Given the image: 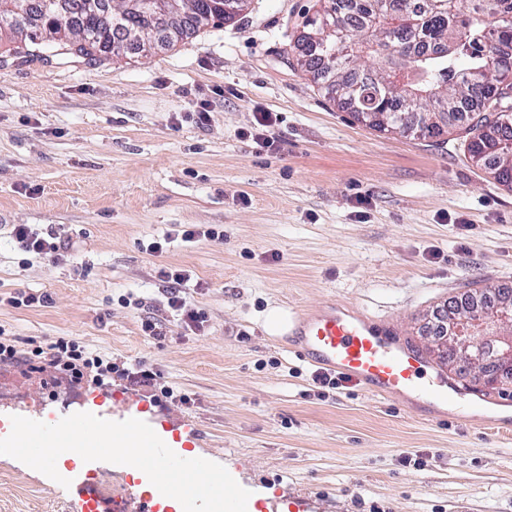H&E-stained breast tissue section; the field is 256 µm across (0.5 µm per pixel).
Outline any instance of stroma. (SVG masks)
Here are the masks:
<instances>
[{"label": "stroma", "mask_w": 512, "mask_h": 512, "mask_svg": "<svg viewBox=\"0 0 512 512\" xmlns=\"http://www.w3.org/2000/svg\"><path fill=\"white\" fill-rule=\"evenodd\" d=\"M315 0H252L239 20L183 34L146 56L0 68V225L49 226L70 244L49 263L0 233V335L66 337L152 364L185 404L166 403L173 447L206 454L249 490L253 512H512V389L485 396L425 356L431 384L458 395L447 420L340 381L323 388L267 314L333 302L381 321L423 353L427 316L468 289L512 288V188L472 163L456 137L383 134L330 100L294 64L288 34ZM209 100L212 120L190 112ZM273 112L268 148L248 132ZM177 224L220 241L144 247ZM191 269L206 328L165 338L164 267ZM18 291L46 303L13 307ZM97 389L0 365V434L14 415L45 419ZM123 512L145 474L87 469ZM0 512H73L61 485L0 457Z\"/></svg>", "instance_id": "stroma-1"}]
</instances>
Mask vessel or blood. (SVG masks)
<instances>
[{
  "label": "vessel or blood",
  "mask_w": 512,
  "mask_h": 512,
  "mask_svg": "<svg viewBox=\"0 0 512 512\" xmlns=\"http://www.w3.org/2000/svg\"><path fill=\"white\" fill-rule=\"evenodd\" d=\"M289 334L297 353L320 368L361 383L374 395L408 400L429 393L442 404L452 397V388L434 389L425 382L421 358L414 350L363 313L321 306L295 316Z\"/></svg>",
  "instance_id": "obj_1"
}]
</instances>
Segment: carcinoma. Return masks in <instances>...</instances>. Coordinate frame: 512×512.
<instances>
[{
    "instance_id": "carcinoma-1",
    "label": "carcinoma",
    "mask_w": 512,
    "mask_h": 512,
    "mask_svg": "<svg viewBox=\"0 0 512 512\" xmlns=\"http://www.w3.org/2000/svg\"><path fill=\"white\" fill-rule=\"evenodd\" d=\"M183 13L161 22L149 11L131 12L115 27L80 5L67 18L46 14L29 27L0 25V40L16 44V57L88 58L102 61L108 48L140 49L137 38L156 31H197L227 24L236 16L225 0H174ZM317 0L304 27L316 42L301 46L298 64L318 81L330 78L341 109L369 112L370 127L401 135L441 138L453 131L469 159L500 184H512V153L502 139L512 137V0H456L452 13L431 12L428 0ZM321 15L348 28L345 48L352 63L330 67L322 57L337 44L336 32L314 28ZM512 290L475 289L466 309L504 302Z\"/></svg>"
}]
</instances>
